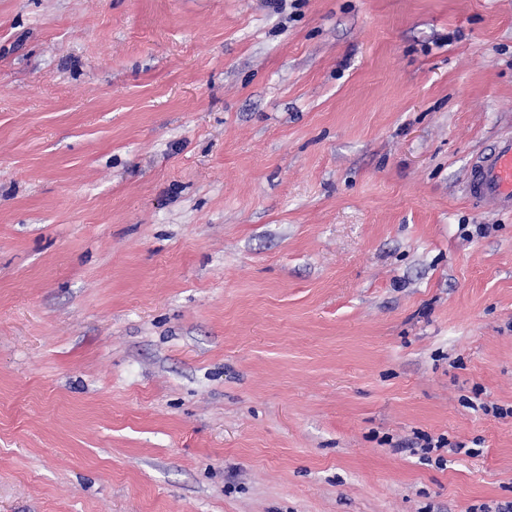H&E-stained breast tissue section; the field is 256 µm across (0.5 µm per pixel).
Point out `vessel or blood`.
I'll return each instance as SVG.
<instances>
[{
	"label": "vessel or blood",
	"mask_w": 512,
	"mask_h": 512,
	"mask_svg": "<svg viewBox=\"0 0 512 512\" xmlns=\"http://www.w3.org/2000/svg\"><path fill=\"white\" fill-rule=\"evenodd\" d=\"M467 195L487 209L512 212V137L498 140L475 159L468 175Z\"/></svg>",
	"instance_id": "obj_1"
}]
</instances>
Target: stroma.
<instances>
[{
	"label": "stroma",
	"mask_w": 512,
	"mask_h": 512,
	"mask_svg": "<svg viewBox=\"0 0 512 512\" xmlns=\"http://www.w3.org/2000/svg\"><path fill=\"white\" fill-rule=\"evenodd\" d=\"M508 134L512 0H0V512L512 503ZM467 196L487 209L512 212V137L498 140L472 163Z\"/></svg>",
	"instance_id": "stroma-1"
}]
</instances>
